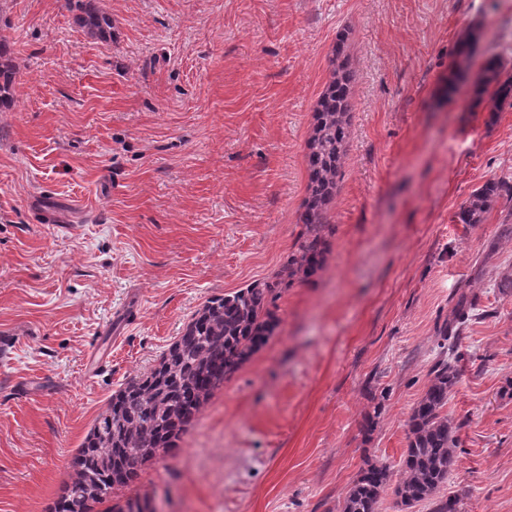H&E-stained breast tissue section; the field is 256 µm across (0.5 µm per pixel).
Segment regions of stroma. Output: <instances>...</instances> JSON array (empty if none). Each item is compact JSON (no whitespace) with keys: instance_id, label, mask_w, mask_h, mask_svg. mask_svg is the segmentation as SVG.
Returning <instances> with one entry per match:
<instances>
[{"instance_id":"35a3bbf8","label":"stroma","mask_w":512,"mask_h":512,"mask_svg":"<svg viewBox=\"0 0 512 512\" xmlns=\"http://www.w3.org/2000/svg\"><path fill=\"white\" fill-rule=\"evenodd\" d=\"M0 0L17 65L0 112V512H51L112 395L203 303L275 276L304 231L307 141L336 46L353 71L324 267L280 325L120 499L157 512H341L370 464L399 475L406 421L458 335L448 394L459 512H512V107L445 93L512 69V0ZM469 318L456 324L460 297ZM376 412L371 434L360 424ZM98 0H65L67 9L74 13L77 25L91 38H111L112 18L103 13ZM475 38L473 33H470L464 40H461L457 47V60L454 68L448 76V86L446 95L453 97L458 85L469 80V72L467 67V60L469 58L470 42ZM503 192H510V186H508L506 182L494 180L487 182L457 213V223H483L484 214L490 209L494 200L503 195Z\"/></svg>"}]
</instances>
